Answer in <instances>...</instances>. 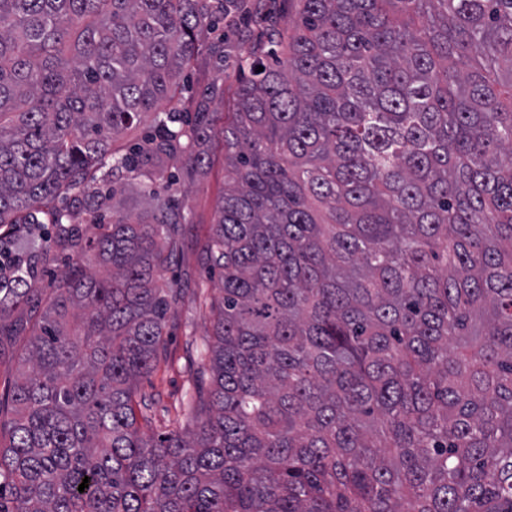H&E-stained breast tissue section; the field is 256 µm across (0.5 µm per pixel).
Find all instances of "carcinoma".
Listing matches in <instances>:
<instances>
[{
  "label": "carcinoma",
  "instance_id": "carcinoma-1",
  "mask_svg": "<svg viewBox=\"0 0 512 512\" xmlns=\"http://www.w3.org/2000/svg\"><path fill=\"white\" fill-rule=\"evenodd\" d=\"M296 2L235 56L222 299L184 430L157 438L138 383L185 215L153 182L204 168L213 93L157 105L224 63L202 31L235 5L0 0V241L48 226L0 273V337L30 333L0 512H512V0ZM284 43L288 71L263 65ZM122 175L143 210L97 188Z\"/></svg>",
  "mask_w": 512,
  "mask_h": 512
}]
</instances>
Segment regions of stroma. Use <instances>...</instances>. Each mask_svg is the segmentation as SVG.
Listing matches in <instances>:
<instances>
[{
    "instance_id": "1",
    "label": "stroma",
    "mask_w": 512,
    "mask_h": 512,
    "mask_svg": "<svg viewBox=\"0 0 512 512\" xmlns=\"http://www.w3.org/2000/svg\"><path fill=\"white\" fill-rule=\"evenodd\" d=\"M225 46L234 54L245 52L262 41L266 32L254 25L247 9L235 14L234 26L225 28ZM232 58L223 68L208 67L197 61L188 73V86L178 103L186 108L202 88L214 85L218 93L210 104L211 111L225 113L232 109L233 93L247 78L236 68ZM156 189L176 199L183 207L187 222L179 230L181 246L165 279L176 291L166 315V336L159 353L157 369L141 384L142 392L153 395L149 415L154 421L153 434L175 430L181 402L193 388V371L199 351L212 333L211 303L219 297L220 280L204 260L203 248L209 229L216 218L218 202L224 192V146L221 138L209 145V162L202 172L191 173L182 156H174L166 177L157 179Z\"/></svg>"
}]
</instances>
